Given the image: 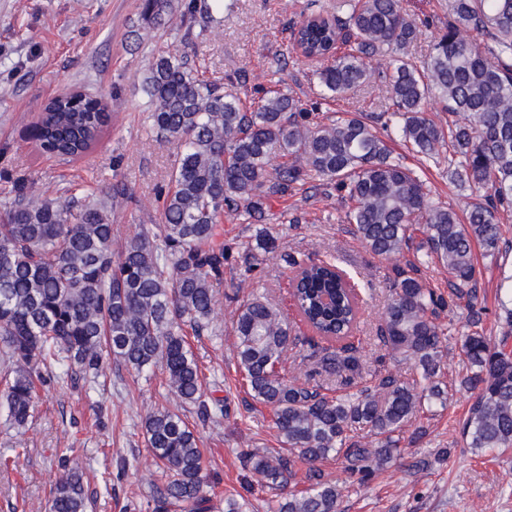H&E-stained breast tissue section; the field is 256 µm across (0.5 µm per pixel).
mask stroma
Segmentation results:
<instances>
[{"label": "stroma", "mask_w": 512, "mask_h": 512, "mask_svg": "<svg viewBox=\"0 0 512 512\" xmlns=\"http://www.w3.org/2000/svg\"><path fill=\"white\" fill-rule=\"evenodd\" d=\"M310 0H223L221 10L210 0H173L165 21L152 24L141 16V0H0V202L22 186L47 196L111 195L114 250H121L141 225L160 221L158 200L168 190L176 141L158 137L151 105L141 81L155 58L179 50L200 78L219 91L243 92L246 107L257 106L268 91L292 92L320 120L344 112L373 115L390 105L380 72L387 57L368 60L369 77L343 97L319 95L315 64L291 46V30ZM406 11L430 19L408 55L428 58L436 37L448 22V0H403ZM72 91L103 98L110 121L83 155L63 161L43 153L32 128L53 98ZM384 140L412 169L423 170L434 201L465 215L478 202V190L450 179L448 161H422L409 151L396 131ZM348 204L330 192L325 181L296 186L288 196L272 199L265 220L246 224L225 215L221 225L227 259L224 276L215 283L216 305L210 329L191 339L202 372L207 401H219L223 413L201 418L197 406L182 403L165 385L161 369L135 374L111 362L98 377H80L39 389L34 416L23 431L6 420L5 376L0 366V451L23 442L25 451L0 469V512H48L50 492L62 475L58 457L78 451L76 461L86 476L87 512H147L146 502L157 477L155 461L144 442L143 421L158 409L178 411L192 424L205 456L210 512H224V496L246 494L250 512H267L272 492L258 475L243 470L241 450L269 452L283 444L269 408L255 405L237 372L234 322L248 297L265 295L287 316L300 349L287 352L283 373L303 384L312 373L311 347L324 340L301 321L291 296L293 272L281 258L293 253L309 261L333 255L354 274L364 299L352 341L366 370L392 372L403 381L418 375L411 363L393 359L376 341L391 298L389 281L395 268L415 260V253L385 259L373 255L349 232ZM292 212L297 224L278 216ZM278 248L257 246L260 236ZM479 286L485 295L484 327L499 333L500 303L512 295V223L503 227L496 256L476 252ZM441 380L453 386L447 407L433 405L403 430L401 463L387 465L367 484L336 460L324 462L327 479L341 492L339 512H512V448L498 457L478 456L465 448L457 423L471 401L459 388L464 373L461 338L466 310L451 315ZM420 440H413L416 430ZM450 449L437 461L439 449ZM126 462L118 472V462Z\"/></svg>", "instance_id": "obj_1"}]
</instances>
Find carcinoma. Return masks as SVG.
I'll return each instance as SVG.
<instances>
[{
    "label": "carcinoma",
    "instance_id": "cac0c4a2",
    "mask_svg": "<svg viewBox=\"0 0 512 512\" xmlns=\"http://www.w3.org/2000/svg\"><path fill=\"white\" fill-rule=\"evenodd\" d=\"M171 10L172 0H143L147 19ZM460 25L490 44L458 38ZM418 29L402 0H335L330 14L312 13L295 25L294 48L305 58L330 61L315 72L325 98L360 86L367 59L393 55L386 71L391 107L370 117L344 112L328 123L311 121L292 93L273 91L248 110L237 93L219 92L178 54L159 56L142 89L154 129L180 146L172 189L162 202L161 223L141 225L117 253L103 206L34 190L0 203V359L13 373L6 395L11 424L25 429L38 386L59 378L55 366L66 367V376L96 377L110 359L139 374L161 368L168 389L209 416L188 336L203 335L214 312V282L225 259L221 219L231 213L257 220L271 199L318 177L352 203L345 213L351 233L377 256L410 250L422 227L425 252L419 264L395 271L378 332L382 346L413 362L420 378L407 385L391 374H369L349 343L319 360L321 372L340 378L348 393L330 397L319 384L288 383L278 366L298 338L265 297L244 301L235 319L237 370L253 399L272 410L289 448L286 454H239L243 469L277 491L270 512H337L340 493L325 479V460L336 457L364 483L400 455L406 424L424 408L448 402L450 389L439 380L452 327L445 315L462 303L467 333L460 386L474 392L460 423L462 441L477 455L512 446V356L501 349L512 337V307L505 308L500 338L487 335L474 257L477 246L495 255L502 225L512 221V0H451L448 26L420 65L404 56ZM341 40L352 47L338 55ZM432 101L451 116L447 124L426 116ZM109 120L98 97L78 107L54 99L35 138L43 152L73 158L91 147ZM377 124L395 127L420 157L434 161L448 153L451 177L484 191L482 200L463 219L434 202L425 180L393 157ZM283 259L294 273L301 320L325 340L348 338L362 309L352 277L334 261ZM432 263L448 270L446 298L421 275ZM144 430L159 468L147 507L167 512L190 503L206 512L204 455L195 429L162 408L145 418ZM364 430L380 437L379 447H365ZM73 452L59 459L63 475L51 492L50 512H87ZM301 471L308 486L281 494Z\"/></svg>",
    "mask_w": 512,
    "mask_h": 512
}]
</instances>
